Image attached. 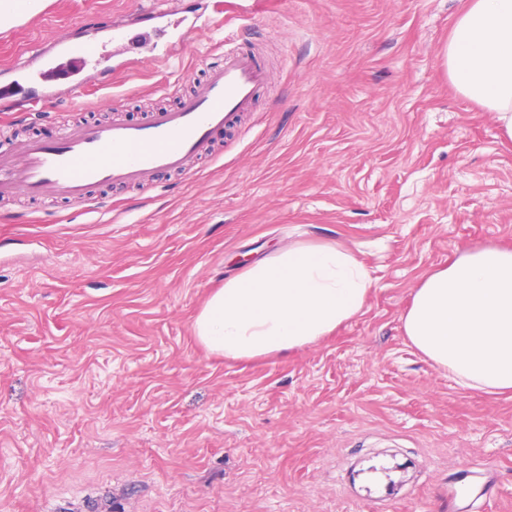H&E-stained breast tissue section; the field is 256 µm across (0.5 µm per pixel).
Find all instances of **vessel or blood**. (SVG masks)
Returning a JSON list of instances; mask_svg holds the SVG:
<instances>
[{
	"label": "vessel or blood",
	"mask_w": 512,
	"mask_h": 512,
	"mask_svg": "<svg viewBox=\"0 0 512 512\" xmlns=\"http://www.w3.org/2000/svg\"><path fill=\"white\" fill-rule=\"evenodd\" d=\"M100 46L89 34L69 51L96 63ZM265 83L263 56L225 42L223 64L174 108L152 111L142 123L76 124L54 139H31L19 163L0 155V197L20 192L80 205L99 185L149 190L159 175L183 171L189 158L209 154L213 133L252 111Z\"/></svg>",
	"instance_id": "1"
}]
</instances>
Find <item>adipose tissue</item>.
<instances>
[{
    "label": "adipose tissue",
    "mask_w": 512,
    "mask_h": 512,
    "mask_svg": "<svg viewBox=\"0 0 512 512\" xmlns=\"http://www.w3.org/2000/svg\"><path fill=\"white\" fill-rule=\"evenodd\" d=\"M441 62L458 92L492 112L512 141V0H468ZM374 286L363 263L334 243L296 244L225 281L193 329L233 361L318 343L357 316ZM410 345L462 387L512 393V249L482 245L424 277L402 316Z\"/></svg>",
    "instance_id": "obj_1"
}]
</instances>
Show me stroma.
<instances>
[{"instance_id": "obj_1", "label": "stroma", "mask_w": 512, "mask_h": 512, "mask_svg": "<svg viewBox=\"0 0 512 512\" xmlns=\"http://www.w3.org/2000/svg\"><path fill=\"white\" fill-rule=\"evenodd\" d=\"M467 0H44L0 30V151L62 123L141 122L224 60H266L253 112L154 188L0 200V512H453L475 472L512 512V396L461 387L405 337L422 278L512 247V142L440 53ZM165 11L163 22L150 20ZM226 10L227 33L201 22ZM103 34V65L67 45ZM369 271L363 310L252 361L193 323L226 278L295 243ZM397 470L384 490L365 476Z\"/></svg>"}]
</instances>
